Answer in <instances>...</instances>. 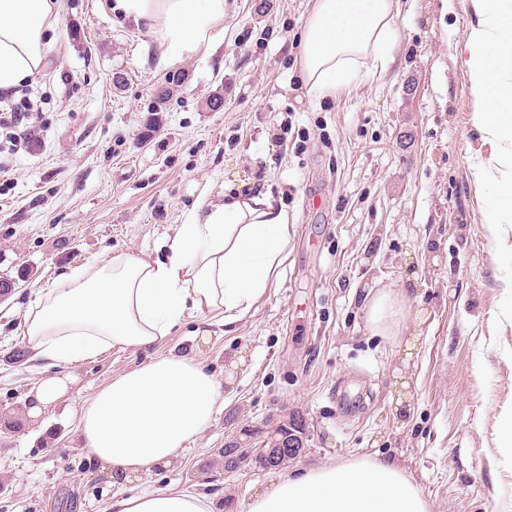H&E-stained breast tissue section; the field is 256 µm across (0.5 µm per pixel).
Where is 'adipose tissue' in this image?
<instances>
[{"label":"adipose tissue","instance_id":"obj_1","mask_svg":"<svg viewBox=\"0 0 512 512\" xmlns=\"http://www.w3.org/2000/svg\"><path fill=\"white\" fill-rule=\"evenodd\" d=\"M227 0H114L113 9L154 38L177 64L209 57L224 42ZM464 64L476 126L499 149L489 224L512 223V0H474ZM57 0H0V91L9 93L43 66L58 22ZM398 0H312L305 23L301 80L317 103L386 70L398 40ZM165 258L117 252L92 259L40 291L24 317L36 357L75 365L113 347L160 345L194 313L232 329L263 299L288 248V215L264 194L200 199L166 245ZM408 318L403 294L377 292L368 323L399 331ZM220 384L195 359L173 354L113 378L81 408L87 451L113 483L173 464L211 425ZM113 512H213L185 491L114 499ZM247 512H429L404 469L366 456L296 471L257 491Z\"/></svg>","mask_w":512,"mask_h":512}]
</instances>
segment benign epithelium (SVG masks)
Masks as SVG:
<instances>
[{
    "label": "benign epithelium",
    "mask_w": 512,
    "mask_h": 512,
    "mask_svg": "<svg viewBox=\"0 0 512 512\" xmlns=\"http://www.w3.org/2000/svg\"><path fill=\"white\" fill-rule=\"evenodd\" d=\"M308 433L305 425L296 419L288 423L276 422L258 432L254 429H243L231 442L224 444L226 448L225 463L235 466L234 449L257 448L255 459L265 470H276L282 467L287 459L296 460L307 448Z\"/></svg>",
    "instance_id": "7a95c632"
}]
</instances>
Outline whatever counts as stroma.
<instances>
[{
  "mask_svg": "<svg viewBox=\"0 0 512 512\" xmlns=\"http://www.w3.org/2000/svg\"><path fill=\"white\" fill-rule=\"evenodd\" d=\"M45 68L19 92L42 125L0 134V512H112L129 491H190L214 512H245L288 472L368 455L403 468L430 512H512V456L500 451L512 407V223L484 219L495 142L474 125L461 48L473 0H400L395 61L311 103L299 78L309 0H228L214 57L163 63L155 41L111 0H58ZM157 127L150 108L170 73ZM221 96V109L207 106ZM247 188L288 214L287 256L251 314L224 332L189 317L160 347H115L52 366L26 349L37 293L97 255L164 256L200 196ZM408 291L420 350L368 328L381 289ZM176 353L221 383L211 426L171 467L115 485L83 446L81 406L114 376ZM71 376L65 400L21 427L38 383ZM409 413L396 416V378ZM357 393L345 409L337 387ZM297 416L310 440L280 470L214 467L243 427Z\"/></svg>",
  "mask_w": 512,
  "mask_h": 512,
  "instance_id": "35a3bbf8",
  "label": "stroma"
}]
</instances>
